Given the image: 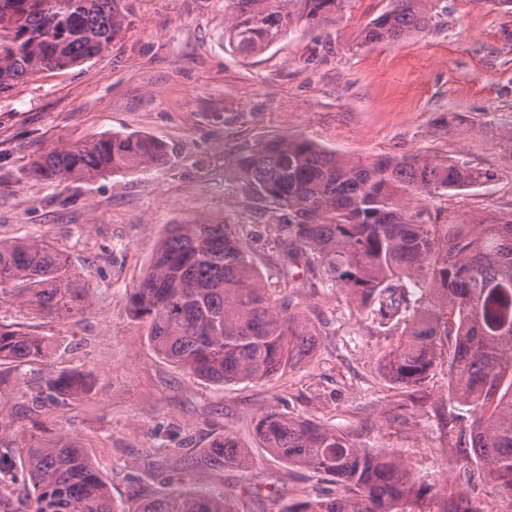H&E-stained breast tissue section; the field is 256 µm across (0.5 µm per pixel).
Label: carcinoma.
Segmentation results:
<instances>
[{
  "instance_id": "obj_1",
  "label": "carcinoma",
  "mask_w": 512,
  "mask_h": 512,
  "mask_svg": "<svg viewBox=\"0 0 512 512\" xmlns=\"http://www.w3.org/2000/svg\"><path fill=\"white\" fill-rule=\"evenodd\" d=\"M348 0H230L224 44L242 56L262 52L293 29L336 23ZM430 0H391L361 31L360 44L392 45L424 32ZM116 0H0V93L45 70L97 56L118 35ZM165 149L138 134L100 135L55 148L32 172L64 183L156 166ZM254 200L281 224V258L320 270L323 284L397 336L381 374L402 389L424 384L448 347V386L475 411L471 449L493 488L512 498V219L500 224H430L401 200L427 199L489 179L459 158L380 157L352 161L304 137L271 138L231 160ZM33 319L73 317L90 305L61 251L41 241H0V303ZM131 316L149 324L164 359L222 387L284 373L309 355L317 330L291 297L269 294L251 252L225 222L175 224L138 284L126 292ZM47 356L42 336L0 322V362ZM80 371L51 374L40 398L59 405L90 389ZM254 431L268 453L328 484L325 493L281 512H473L468 496L442 488L384 450L361 448L344 433L274 405ZM253 459L226 431L207 448L145 452L126 475L116 506L83 449L64 436L43 448L0 445V486L18 490L0 512H239L237 497L193 486L196 471L248 469Z\"/></svg>"
}]
</instances>
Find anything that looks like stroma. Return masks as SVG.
Here are the masks:
<instances>
[{"label":"stroma","mask_w":512,"mask_h":512,"mask_svg":"<svg viewBox=\"0 0 512 512\" xmlns=\"http://www.w3.org/2000/svg\"><path fill=\"white\" fill-rule=\"evenodd\" d=\"M388 0H350L336 25L295 30L263 53L224 47L228 0H117L123 28L95 58L44 71L0 95V241L38 239L63 250L91 306L81 316L32 320L0 305V321L46 337L49 354L0 366V441L50 444L70 437L107 483L114 502L144 449L205 448L232 432L254 461L248 470L200 473L197 486L232 492L241 512H281L322 486L272 458L254 435L277 404L335 427L363 448L385 450L466 493L484 512H512V498L478 478L469 448L470 407L448 396V364L416 389L381 374L394 337L375 331L321 272L283 273L273 252L281 217L255 203L227 161L275 137L300 135L353 159L459 157L488 182L430 200L408 194L410 211L442 224L512 219V9L492 0H434L429 28L392 46L360 44ZM113 132L162 142L149 169L52 183L31 163L55 147ZM234 225L275 297L293 296L319 330L314 350L284 374L218 389L159 356L125 293L141 279L173 224ZM91 373L92 387L60 406L35 397L48 372ZM456 415L459 440L445 420ZM275 485L253 497V486Z\"/></svg>","instance_id":"1"}]
</instances>
